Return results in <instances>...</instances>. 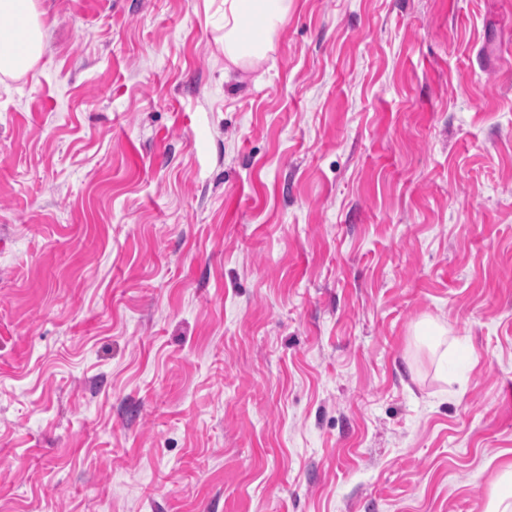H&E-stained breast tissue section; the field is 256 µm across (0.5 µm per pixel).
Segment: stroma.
Masks as SVG:
<instances>
[{"instance_id": "stroma-1", "label": "stroma", "mask_w": 512, "mask_h": 512, "mask_svg": "<svg viewBox=\"0 0 512 512\" xmlns=\"http://www.w3.org/2000/svg\"><path fill=\"white\" fill-rule=\"evenodd\" d=\"M38 5L0 83V512H486L512 0H294L253 72L204 0Z\"/></svg>"}]
</instances>
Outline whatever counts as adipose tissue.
<instances>
[{
  "label": "adipose tissue",
  "mask_w": 512,
  "mask_h": 512,
  "mask_svg": "<svg viewBox=\"0 0 512 512\" xmlns=\"http://www.w3.org/2000/svg\"><path fill=\"white\" fill-rule=\"evenodd\" d=\"M294 0H220L223 16L215 41L224 63L253 71L267 60ZM47 48V30L37 0H0V81L32 71Z\"/></svg>",
  "instance_id": "1"
}]
</instances>
